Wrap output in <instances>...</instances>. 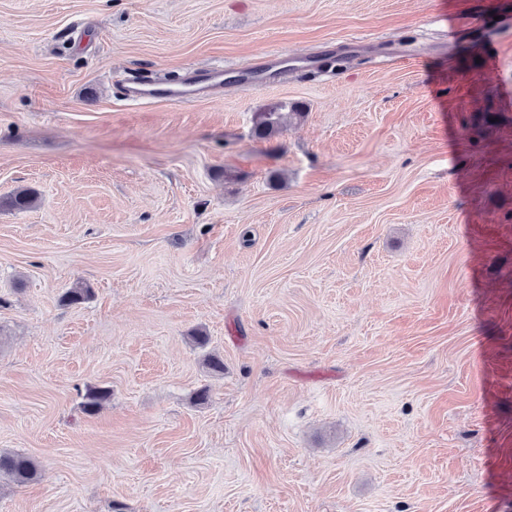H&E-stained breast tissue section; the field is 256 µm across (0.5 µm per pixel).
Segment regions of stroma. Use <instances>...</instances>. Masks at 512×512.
I'll return each instance as SVG.
<instances>
[{"label": "stroma", "instance_id": "stroma-1", "mask_svg": "<svg viewBox=\"0 0 512 512\" xmlns=\"http://www.w3.org/2000/svg\"><path fill=\"white\" fill-rule=\"evenodd\" d=\"M272 50L319 71L236 83ZM19 187L0 512H512V0H0ZM179 83L160 85L143 78L127 87V96L132 100L164 98L172 102L186 103L193 98V90L176 87ZM288 103L269 106L255 116L252 130L253 137L258 140H268L282 133L284 129V113ZM112 396V392L107 387H89L87 388L83 402L81 403L82 412L86 415H95ZM38 471L37 462L24 454L0 451V476L9 477L17 485L33 480Z\"/></svg>", "mask_w": 512, "mask_h": 512}]
</instances>
